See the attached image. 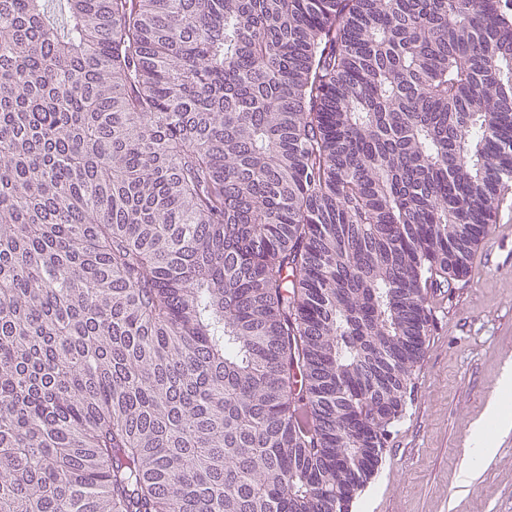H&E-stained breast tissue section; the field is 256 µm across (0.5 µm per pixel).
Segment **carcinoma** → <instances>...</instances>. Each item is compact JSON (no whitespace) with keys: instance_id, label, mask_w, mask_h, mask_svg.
Here are the masks:
<instances>
[{"instance_id":"1","label":"carcinoma","mask_w":512,"mask_h":512,"mask_svg":"<svg viewBox=\"0 0 512 512\" xmlns=\"http://www.w3.org/2000/svg\"><path fill=\"white\" fill-rule=\"evenodd\" d=\"M0 0V512H349L512 186V0Z\"/></svg>"}]
</instances>
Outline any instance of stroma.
Here are the masks:
<instances>
[{
	"mask_svg": "<svg viewBox=\"0 0 512 512\" xmlns=\"http://www.w3.org/2000/svg\"><path fill=\"white\" fill-rule=\"evenodd\" d=\"M430 304L433 327L406 409L353 512H512V429L496 436L477 468L467 454L471 430L512 364V190L470 274Z\"/></svg>",
	"mask_w": 512,
	"mask_h": 512,
	"instance_id": "obj_1",
	"label": "stroma"
}]
</instances>
